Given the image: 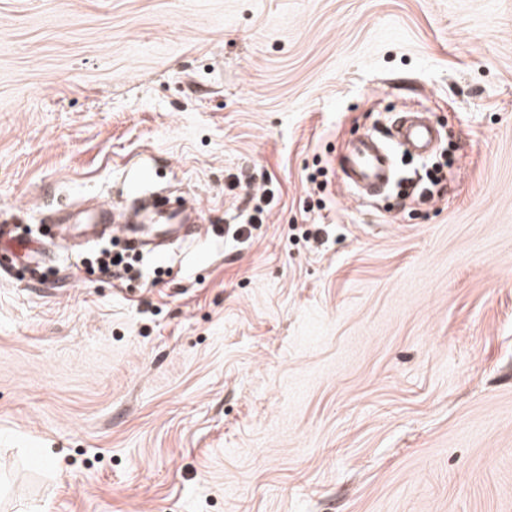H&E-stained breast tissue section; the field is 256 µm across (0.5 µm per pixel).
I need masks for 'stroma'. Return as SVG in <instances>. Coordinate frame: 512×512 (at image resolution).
I'll use <instances>...</instances> for the list:
<instances>
[{"instance_id":"obj_1","label":"stroma","mask_w":512,"mask_h":512,"mask_svg":"<svg viewBox=\"0 0 512 512\" xmlns=\"http://www.w3.org/2000/svg\"><path fill=\"white\" fill-rule=\"evenodd\" d=\"M407 110L420 211L338 165ZM146 163L207 232L88 276L47 216ZM2 221L0 512H512V0H0ZM391 129L397 140L406 143L419 155L425 154L434 144L438 132L424 121L419 112H398L394 114ZM250 202H254L251 211L247 214L245 224L249 225H239L234 232L233 236L236 238H242L246 235L247 238H250L252 235V229H256L258 224H263L265 221V209L261 205L262 203L267 206V195L266 192L261 193L259 196L255 195L250 198ZM11 228L8 224L0 225V239L8 236L13 242L15 249L20 252H24L29 258L31 263L38 266L46 258V251L43 246L30 238L27 237H11Z\"/></svg>"}]
</instances>
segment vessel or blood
<instances>
[{
  "label": "vessel or blood",
  "mask_w": 512,
  "mask_h": 512,
  "mask_svg": "<svg viewBox=\"0 0 512 512\" xmlns=\"http://www.w3.org/2000/svg\"><path fill=\"white\" fill-rule=\"evenodd\" d=\"M391 129L397 140L406 143L421 155L432 147L438 135L436 128L416 112L395 113ZM342 173L347 186L369 196L375 195L388 183L391 173L390 151L373 138L372 134H362L348 146ZM152 179V168L147 165L139 166L134 169L127 189L135 196L152 195ZM201 218L202 213L198 206L163 200L145 224L115 225L112 207L107 203L80 211L74 215L73 220L87 226L89 242L102 240L107 230L116 227L136 252L153 254L164 241L186 240L200 235L204 229ZM7 236L12 237L11 228L1 224L0 239ZM12 239L15 249L24 252L31 263L37 265L45 260L46 251L39 242L27 237Z\"/></svg>",
  "instance_id": "1"
}]
</instances>
